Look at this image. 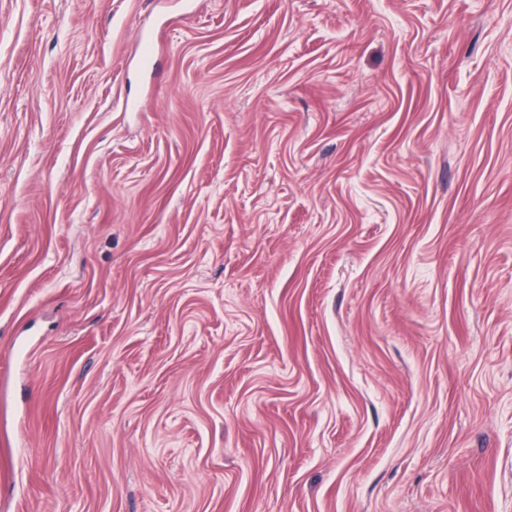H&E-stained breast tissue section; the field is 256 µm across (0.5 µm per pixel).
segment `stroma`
I'll return each instance as SVG.
<instances>
[{
    "instance_id": "35a3bbf8",
    "label": "stroma",
    "mask_w": 512,
    "mask_h": 512,
    "mask_svg": "<svg viewBox=\"0 0 512 512\" xmlns=\"http://www.w3.org/2000/svg\"><path fill=\"white\" fill-rule=\"evenodd\" d=\"M0 512H512V0H0Z\"/></svg>"
}]
</instances>
